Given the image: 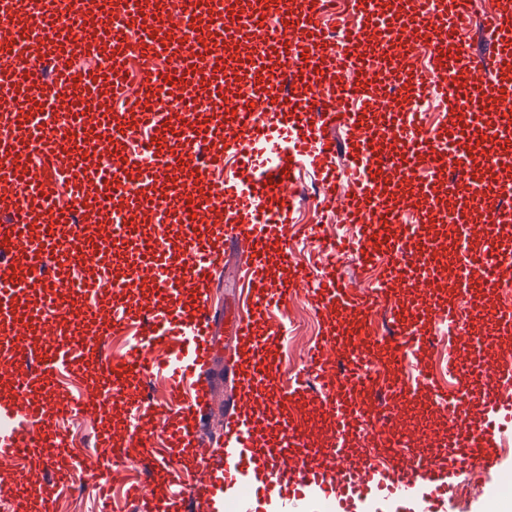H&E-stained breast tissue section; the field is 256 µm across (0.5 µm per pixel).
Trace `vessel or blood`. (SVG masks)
<instances>
[{"instance_id":"obj_1","label":"vessel or blood","mask_w":512,"mask_h":512,"mask_svg":"<svg viewBox=\"0 0 512 512\" xmlns=\"http://www.w3.org/2000/svg\"><path fill=\"white\" fill-rule=\"evenodd\" d=\"M324 0H0V88L20 109L0 113V464L14 467L4 497L11 512L53 495L75 475L93 474L95 498L111 473L134 467L164 475L152 450L159 404L136 398L153 370L183 404L163 424L179 466L200 472L156 494L140 483L136 512H450L461 476L492 489L504 475L512 435V357L496 339L512 335V307H486L512 281V254L494 238L512 210L488 205L492 188L512 187V0L484 10L488 52L459 32L476 0H351L358 22L333 33ZM428 59L430 88L452 111L428 131L418 118L423 88L417 61ZM384 113L373 122V112ZM348 132L350 187L325 128ZM387 151L373 150V140ZM440 166L452 189L440 193L416 174ZM309 165L322 207L353 225L347 241L322 251L327 273L315 291L334 322L306 370L278 381L270 322L290 291L306 283L292 262L288 226ZM153 222H135L143 201ZM455 223L461 243L439 248L402 222L410 210ZM483 226L473 230L472 216ZM250 251L247 294L233 305L242 349L233 364L239 396L224 421L222 452L198 436L210 391L201 383L217 344L209 291L224 267V245ZM387 255L371 296H356L339 266ZM448 269V297L429 287ZM424 294L411 313L402 289ZM390 308L392 325L373 336L372 318ZM447 322L459 352L448 361L458 390L439 395L448 421L442 447L408 448L397 410L376 417L407 356L423 362L427 314ZM485 314L484 335L469 330ZM136 325L115 358L94 348ZM25 337L27 352L12 337ZM91 374L84 393L61 398L56 371ZM499 387L479 419L466 408L468 386ZM131 397L113 428L109 398ZM325 399L326 447L306 414ZM96 420L95 458L73 453L62 424ZM380 431L386 451L406 461L347 460L351 440ZM53 477L34 488L31 472Z\"/></svg>"}]
</instances>
